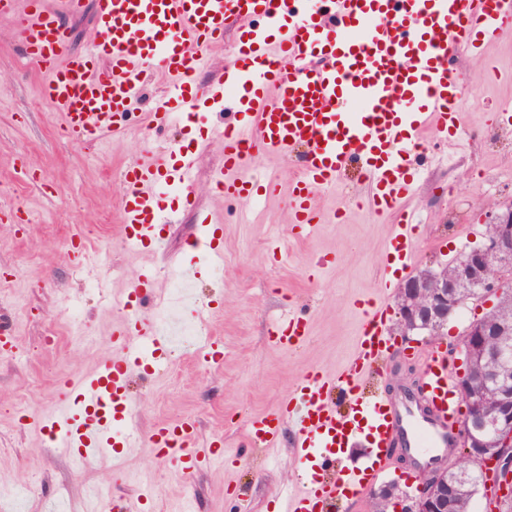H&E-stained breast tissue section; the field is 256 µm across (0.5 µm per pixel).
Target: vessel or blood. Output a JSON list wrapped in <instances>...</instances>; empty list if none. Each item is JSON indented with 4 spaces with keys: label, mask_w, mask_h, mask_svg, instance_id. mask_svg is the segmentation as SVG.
Segmentation results:
<instances>
[{
    "label": "vessel or blood",
    "mask_w": 512,
    "mask_h": 512,
    "mask_svg": "<svg viewBox=\"0 0 512 512\" xmlns=\"http://www.w3.org/2000/svg\"><path fill=\"white\" fill-rule=\"evenodd\" d=\"M27 3L22 47L44 75L46 95L72 138L119 131L148 65L157 64L168 91L151 114L156 126L167 125L177 112L191 115L200 97L237 110L234 124L209 131L224 145V165L212 179L221 195L254 194L255 185L237 175L252 153L307 147L288 196L302 234L318 224L317 195L335 187L346 170L358 169L372 185L373 209L397 216L387 252L404 271L416 255L415 224L405 202L418 175V147L426 134L448 139L458 132L462 84L451 67L453 54L483 52L512 27V0H98L91 51L70 55L58 16L76 10L80 0H55L52 10L46 0ZM251 18L286 30L272 42L245 30L236 63L223 79L203 88L194 84L225 26ZM122 177L119 213L130 247L161 243L162 225L173 221L160 205L165 190L179 188L185 207H196L192 165L180 151L128 164ZM149 286L143 279L125 293L120 304L126 315L112 336V358L70 384L72 402L59 405L46 426L74 463L147 446L159 457L179 460L189 474L201 460L219 457L201 447L195 426L185 421L158 426L144 439L112 433L115 421L130 415L134 368L157 364L170 342L141 307V292ZM386 313L384 299L367 302L350 366L307 378L295 403L250 421L251 445L272 449L282 426H289L294 455L315 458L323 470L335 466L336 444L355 434L357 414L375 424L377 452L370 464L347 469L337 480L304 479L286 487L278 512H329L344 495L361 496L389 465L393 449L417 462L447 455L460 422L448 401L456 375L445 352L425 355L423 386L411 395L387 401L359 395L367 369L392 349ZM305 330V319L291 316L277 327V339L286 345Z\"/></svg>",
    "instance_id": "vessel-or-blood-1"
}]
</instances>
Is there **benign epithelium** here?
Returning a JSON list of instances; mask_svg holds the SVG:
<instances>
[{"instance_id": "benign-epithelium-1", "label": "benign epithelium", "mask_w": 512, "mask_h": 512, "mask_svg": "<svg viewBox=\"0 0 512 512\" xmlns=\"http://www.w3.org/2000/svg\"><path fill=\"white\" fill-rule=\"evenodd\" d=\"M470 300L489 302V311L475 319L463 332L460 352L465 363L476 366L500 365L502 347L490 346L488 326L497 333L512 328L498 322L500 311L512 305V208L496 213L486 225L482 240L455 263L452 271L442 270L409 279L399 291L400 326L403 335L424 332L432 326H444L453 310ZM487 382L497 388L493 406L485 405V389L472 371L461 374L456 391L469 413L455 438L454 446L462 449L453 473L438 461L418 470V484L412 491L393 482L389 508L394 512H448V505L458 482L475 465L491 463L512 477V458L496 452L500 440L512 445V377L497 369Z\"/></svg>"}]
</instances>
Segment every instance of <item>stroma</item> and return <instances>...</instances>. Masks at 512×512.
Returning <instances> with one entry per match:
<instances>
[{
	"label": "stroma",
	"mask_w": 512,
	"mask_h": 512,
	"mask_svg": "<svg viewBox=\"0 0 512 512\" xmlns=\"http://www.w3.org/2000/svg\"><path fill=\"white\" fill-rule=\"evenodd\" d=\"M26 11V0H14L11 10L0 13V188L11 191L0 198V207L18 205L30 217L22 226L0 223V269L20 272L11 287L0 290V320H11L16 305H24L28 315L15 325L13 344L32 352L25 364L0 359V484L39 486V498L27 502L25 512H55L61 500L79 512L89 481L109 485L115 497L100 512L135 503L144 483L156 488L149 512H176L188 497L196 512H276L281 490L303 479L310 467L293 459L289 429L281 431L279 450L266 454L248 443L247 424L294 394L307 375L341 372L353 359L364 317L360 302L378 289L386 272L393 219L352 205V198L368 197L369 189L349 171L335 190L315 199L326 216L323 224L297 236L287 201L301 160L297 153L289 158L253 154L244 167L246 176L276 180V191L255 203L224 199L211 184L224 163V148L209 141L207 132L211 125L231 123L230 110L202 102L197 123L148 125L145 115L164 91L153 73L124 133L71 138L62 114L45 95L41 74L23 55L20 20ZM246 28L243 22L229 25L223 40L209 47L200 82L219 77L233 64ZM489 62L497 79L461 97L460 148L449 150L433 137L423 144L421 172L408 201L420 219L416 270L438 269L468 251L481 239L490 211L512 204V117L499 112L502 101L512 100V30L484 55L462 54L453 67L458 75L474 77ZM176 142L193 163L200 209L179 211L177 193L168 194L162 206L177 215L164 231L165 251L131 248L120 228V174L131 161ZM201 211L220 226V280L200 255L184 252L186 242L200 233ZM74 234L86 235L90 254L106 265L107 298L86 289L85 273L65 252L64 241ZM275 240L283 245L284 259L270 253ZM178 257L197 266L194 290L212 307L208 330L221 351L207 362L196 357L194 347H170L159 371L133 379V399L143 405L134 422L146 436L156 425L194 419L200 440L220 441L225 464L204 465L183 476L176 463L144 449L126 456L122 465L98 461L86 474H74L69 457L52 445L45 430L31 423L16 426L14 411L46 416L63 399V381L82 377L111 356L112 329L123 317L111 297L126 292L142 274L154 279L156 289L168 290L169 262ZM76 300L83 313L73 327L58 316ZM387 301V330L395 350L369 378L365 398L392 397L395 369L409 368L422 377L423 355L432 349L447 352L455 371H462L459 343L476 314L472 304L461 307L450 329L435 340L424 332L400 335L396 288H389ZM290 312L305 314L307 327L287 346L277 342L273 330ZM54 318L59 324L53 329ZM52 329L57 340L44 345Z\"/></svg>",
	"instance_id": "stroma-1"
}]
</instances>
